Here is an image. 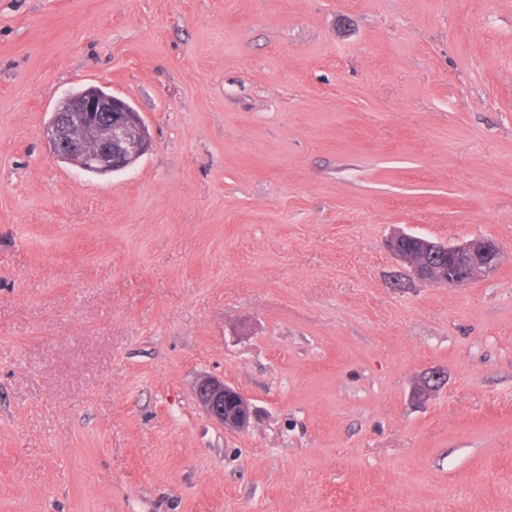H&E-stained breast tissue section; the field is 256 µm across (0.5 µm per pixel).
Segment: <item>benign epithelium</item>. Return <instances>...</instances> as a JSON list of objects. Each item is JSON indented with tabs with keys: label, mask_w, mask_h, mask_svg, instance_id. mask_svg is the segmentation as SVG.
Returning <instances> with one entry per match:
<instances>
[{
	"label": "benign epithelium",
	"mask_w": 512,
	"mask_h": 512,
	"mask_svg": "<svg viewBox=\"0 0 512 512\" xmlns=\"http://www.w3.org/2000/svg\"><path fill=\"white\" fill-rule=\"evenodd\" d=\"M43 136L53 159L97 175L131 167L151 146L140 114L131 111L125 100L94 85L63 97ZM388 249L409 278L425 283L464 285L493 272L498 264L497 246L488 238L448 245L400 233L389 239ZM421 253L438 259V264L420 263ZM195 396L207 416L227 429L243 430L254 416L248 397L218 378H200Z\"/></svg>",
	"instance_id": "benign-epithelium-1"
}]
</instances>
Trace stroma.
<instances>
[{
  "instance_id": "35a3bbf8",
  "label": "stroma",
  "mask_w": 512,
  "mask_h": 512,
  "mask_svg": "<svg viewBox=\"0 0 512 512\" xmlns=\"http://www.w3.org/2000/svg\"><path fill=\"white\" fill-rule=\"evenodd\" d=\"M92 84L128 170L49 154ZM0 512H512V0H0ZM43 136L53 159L97 175L131 167L151 146L139 112H131L125 100L94 85L63 97ZM408 242L415 244L413 251L406 248ZM387 246L409 278L425 283L464 285L478 275L493 272L498 264L497 246L488 238H476L460 244L448 245L400 233L391 237ZM421 253L437 258L438 264L420 263L416 256ZM444 257L448 258L447 267L443 265ZM195 396L207 416L230 430L247 428L254 416V409L248 397L240 390L211 376L200 378L195 386ZM229 402L233 405L227 412Z\"/></svg>"
}]
</instances>
